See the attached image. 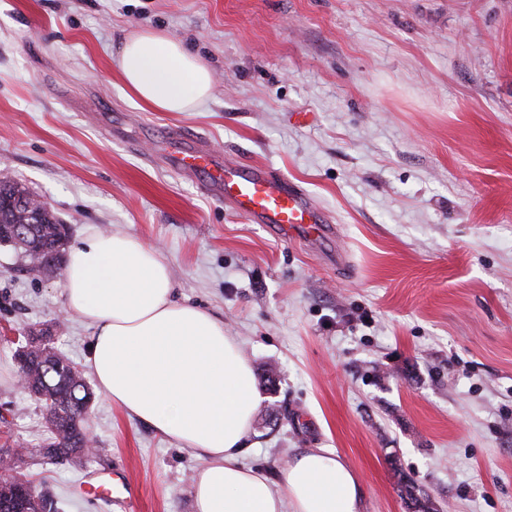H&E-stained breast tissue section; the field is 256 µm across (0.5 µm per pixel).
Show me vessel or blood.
I'll list each match as a JSON object with an SVG mask.
<instances>
[{"label":"vessel or blood","instance_id":"vessel-or-blood-1","mask_svg":"<svg viewBox=\"0 0 512 512\" xmlns=\"http://www.w3.org/2000/svg\"><path fill=\"white\" fill-rule=\"evenodd\" d=\"M169 166L203 175L208 192L231 203L246 218L267 225L280 237L300 236L314 244L333 237L334 225L301 189L287 180L212 155L199 141L176 144L167 153Z\"/></svg>","mask_w":512,"mask_h":512}]
</instances>
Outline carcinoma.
Masks as SVG:
<instances>
[{
	"instance_id": "obj_1",
	"label": "carcinoma",
	"mask_w": 512,
	"mask_h": 512,
	"mask_svg": "<svg viewBox=\"0 0 512 512\" xmlns=\"http://www.w3.org/2000/svg\"><path fill=\"white\" fill-rule=\"evenodd\" d=\"M70 227L48 209L35 205L31 193L18 183L0 181V243L20 250L27 269L48 277L63 276L60 264ZM23 387L38 395L49 432L43 446L33 454L65 465L91 442L88 417L94 393L83 372L72 360L58 353L49 342L23 352L16 350ZM28 512H57L48 493L29 485Z\"/></svg>"
}]
</instances>
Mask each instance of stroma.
<instances>
[{
  "label": "stroma",
  "instance_id": "obj_1",
  "mask_svg": "<svg viewBox=\"0 0 512 512\" xmlns=\"http://www.w3.org/2000/svg\"><path fill=\"white\" fill-rule=\"evenodd\" d=\"M156 29L211 68L195 112L126 92L121 42ZM170 136L306 192L332 242L280 238L162 160ZM0 181L71 228L159 251L221 317L262 401L241 456L280 483L328 448L365 512H512V0H0ZM63 282L0 245V443L38 447L18 336L90 331ZM91 459L25 466L58 512H194L202 460L97 396Z\"/></svg>",
  "mask_w": 512,
  "mask_h": 512
}]
</instances>
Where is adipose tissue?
Masks as SVG:
<instances>
[{
    "mask_svg": "<svg viewBox=\"0 0 512 512\" xmlns=\"http://www.w3.org/2000/svg\"><path fill=\"white\" fill-rule=\"evenodd\" d=\"M118 68L152 112H193L212 95L209 66L161 31L129 34ZM64 307L91 331L84 363L105 398L203 459L195 512H363L356 474L329 449L295 456L278 485L240 464L260 404L252 368L223 319L178 299L167 260L141 240L75 241Z\"/></svg>",
    "mask_w": 512,
    "mask_h": 512,
    "instance_id": "obj_1",
    "label": "adipose tissue"
}]
</instances>
